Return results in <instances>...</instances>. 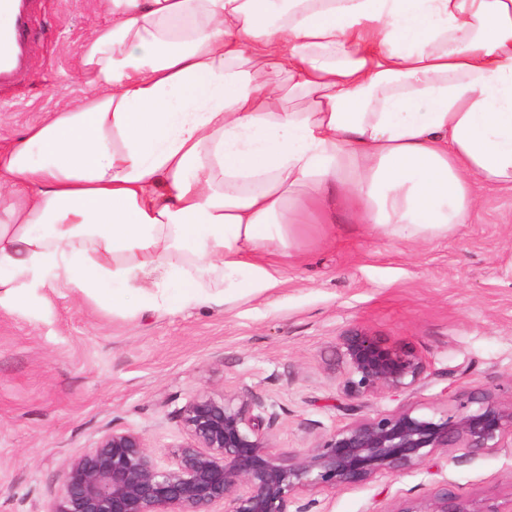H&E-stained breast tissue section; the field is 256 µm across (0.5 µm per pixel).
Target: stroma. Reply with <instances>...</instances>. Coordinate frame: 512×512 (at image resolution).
<instances>
[{"mask_svg":"<svg viewBox=\"0 0 512 512\" xmlns=\"http://www.w3.org/2000/svg\"><path fill=\"white\" fill-rule=\"evenodd\" d=\"M103 0H42L28 80L0 92V148L50 113L78 106L80 48L111 23ZM472 223L397 242L340 213L304 229L281 283L225 304L120 317L57 283L0 308V512H46L63 469L111 431L157 455L185 438L196 393L255 397L280 451L310 446L357 414L443 412L461 388L512 401V188L482 186ZM359 328L406 342L429 363L413 390L352 411L338 338ZM439 485L512 499V446L472 457L440 449L425 466L307 494L308 512H391Z\"/></svg>","mask_w":512,"mask_h":512,"instance_id":"1","label":"stroma"}]
</instances>
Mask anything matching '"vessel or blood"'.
Returning <instances> with one entry per match:
<instances>
[{"instance_id":"b4317fda","label":"vessel or blood","mask_w":512,"mask_h":512,"mask_svg":"<svg viewBox=\"0 0 512 512\" xmlns=\"http://www.w3.org/2000/svg\"><path fill=\"white\" fill-rule=\"evenodd\" d=\"M36 8L37 0H0V15L11 19L8 27L0 28V88L19 83L27 74Z\"/></svg>"}]
</instances>
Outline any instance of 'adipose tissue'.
Instances as JSON below:
<instances>
[{"label":"adipose tissue","instance_id":"1","mask_svg":"<svg viewBox=\"0 0 512 512\" xmlns=\"http://www.w3.org/2000/svg\"><path fill=\"white\" fill-rule=\"evenodd\" d=\"M104 6L82 103L0 149V305L58 282L119 315L226 303L337 209L419 241L512 187V0Z\"/></svg>","mask_w":512,"mask_h":512}]
</instances>
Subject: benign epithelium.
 I'll return each mask as SVG.
<instances>
[{"label":"benign epithelium","mask_w":512,"mask_h":512,"mask_svg":"<svg viewBox=\"0 0 512 512\" xmlns=\"http://www.w3.org/2000/svg\"><path fill=\"white\" fill-rule=\"evenodd\" d=\"M351 399L413 389L428 371L411 344L353 329L339 338ZM255 399L194 395L183 407L187 437L172 461L160 460L143 437L114 430L62 471L58 497L46 512H289L317 489H343L422 466L439 448L472 456L504 445L512 435V405L489 392L460 394L439 415L413 408L366 416L322 436L308 448L277 451L273 417ZM390 512H512L494 497L462 498L445 486L422 499L396 502Z\"/></svg>","instance_id":"benign-epithelium-1"}]
</instances>
